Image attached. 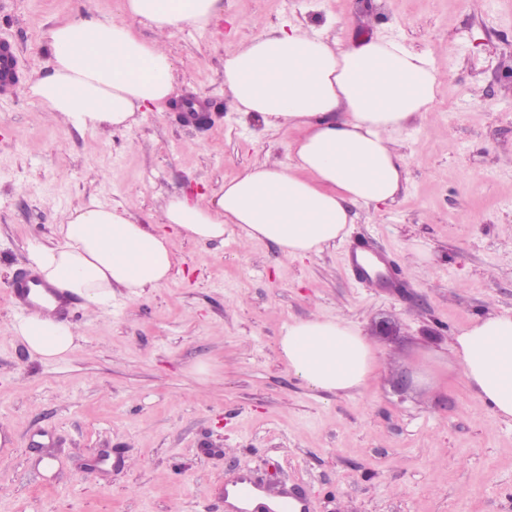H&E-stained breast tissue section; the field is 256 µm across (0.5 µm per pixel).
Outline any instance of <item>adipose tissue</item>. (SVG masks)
I'll use <instances>...</instances> for the list:
<instances>
[{
    "label": "adipose tissue",
    "instance_id": "obj_1",
    "mask_svg": "<svg viewBox=\"0 0 512 512\" xmlns=\"http://www.w3.org/2000/svg\"><path fill=\"white\" fill-rule=\"evenodd\" d=\"M122 21L79 16L47 33L46 74L23 91L40 111L79 130H126L141 110L176 92L168 50L138 38L131 22L168 34L206 27L224 0H121ZM224 84L238 112L299 135L284 164L258 163L210 197L170 198L163 230L126 209L96 202L72 209L50 244L32 246L27 265L44 283L105 307L163 285L175 263L170 234L207 241L237 229L268 240L288 258H310L343 241L355 203L394 201L407 167L394 135L434 111L443 82L430 55L403 41L373 38L342 46L293 28L260 34L224 57ZM13 331L42 360L66 357L78 335L65 318L24 316ZM457 375L496 419L512 422V311L473 319L450 344ZM289 373L330 395L360 391L383 364L360 329L339 317L312 316L278 339Z\"/></svg>",
    "mask_w": 512,
    "mask_h": 512
}]
</instances>
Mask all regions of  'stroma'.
Instances as JSON below:
<instances>
[{
  "label": "stroma",
  "instance_id": "35a3bbf8",
  "mask_svg": "<svg viewBox=\"0 0 512 512\" xmlns=\"http://www.w3.org/2000/svg\"><path fill=\"white\" fill-rule=\"evenodd\" d=\"M116 4L0 0V37L36 77L53 26ZM288 25L432 55L450 90L400 131L395 200L351 205L345 241L309 259L229 230L172 237L164 285L104 309L76 301L74 350L32 354L10 285L71 209L94 199L146 221L169 196L287 163L296 130L242 119L224 56ZM164 44L207 126L168 106L125 131H79L24 96L0 101V512H230L224 487L245 471L310 512H512V426L448 367L451 336L512 310V0H224L217 30L185 25ZM355 241L387 257L399 292L357 283ZM312 315L380 347L365 389L315 393L289 373L278 338Z\"/></svg>",
  "mask_w": 512,
  "mask_h": 512
}]
</instances>
